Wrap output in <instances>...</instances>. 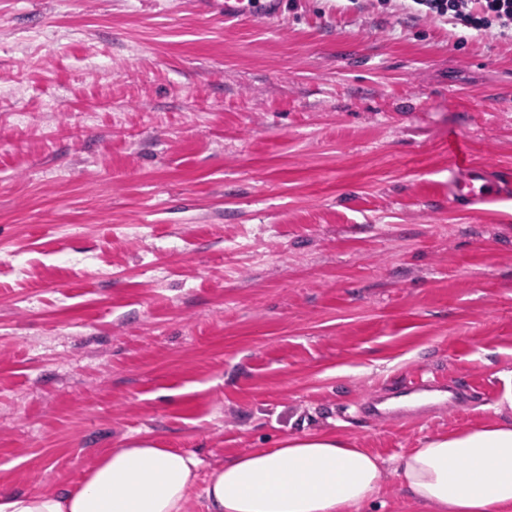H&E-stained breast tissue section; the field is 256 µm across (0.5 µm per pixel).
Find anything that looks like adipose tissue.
Instances as JSON below:
<instances>
[{"mask_svg":"<svg viewBox=\"0 0 512 512\" xmlns=\"http://www.w3.org/2000/svg\"><path fill=\"white\" fill-rule=\"evenodd\" d=\"M200 462L148 440L113 449L62 493L0 498V512H185ZM393 471L434 512H512V422L427 438L385 464L331 433H303L211 470L206 512H360Z\"/></svg>","mask_w":512,"mask_h":512,"instance_id":"obj_1","label":"adipose tissue"}]
</instances>
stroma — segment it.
Listing matches in <instances>:
<instances>
[{"label":"stroma","instance_id":"obj_1","mask_svg":"<svg viewBox=\"0 0 512 512\" xmlns=\"http://www.w3.org/2000/svg\"><path fill=\"white\" fill-rule=\"evenodd\" d=\"M453 138L512 172V41L397 0H0V496L511 422L512 194L449 207ZM417 373L462 403L360 412ZM281 0H224V20L268 19L279 11Z\"/></svg>","mask_w":512,"mask_h":512}]
</instances>
